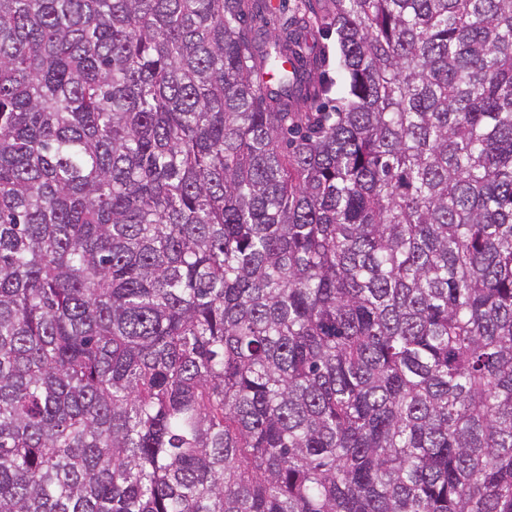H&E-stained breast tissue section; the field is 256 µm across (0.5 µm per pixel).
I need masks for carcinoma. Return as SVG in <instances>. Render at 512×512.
<instances>
[{
  "mask_svg": "<svg viewBox=\"0 0 512 512\" xmlns=\"http://www.w3.org/2000/svg\"><path fill=\"white\" fill-rule=\"evenodd\" d=\"M266 9L0 0V512H512V0ZM278 3L277 9L273 13L266 12L263 18L248 15L243 22V27L251 32L252 37L258 41L268 40L278 34H281L284 22L294 14L295 4L298 0H271ZM300 36L306 44L305 51L310 57L315 56L322 62V71L333 82L340 80V73L336 70V35L326 37L317 29H304Z\"/></svg>",
  "mask_w": 512,
  "mask_h": 512,
  "instance_id": "cac0c4a2",
  "label": "carcinoma"
}]
</instances>
